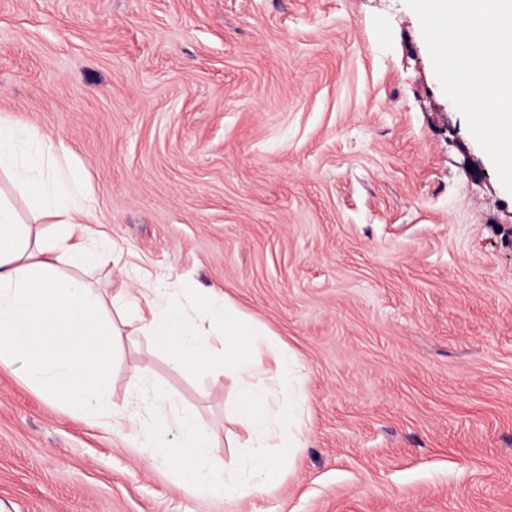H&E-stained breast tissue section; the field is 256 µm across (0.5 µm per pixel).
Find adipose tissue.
<instances>
[{
	"label": "adipose tissue",
	"mask_w": 512,
	"mask_h": 512,
	"mask_svg": "<svg viewBox=\"0 0 512 512\" xmlns=\"http://www.w3.org/2000/svg\"><path fill=\"white\" fill-rule=\"evenodd\" d=\"M66 153L65 146L27 127L0 121V170L15 184L36 188L26 223L0 199V364L25 360L44 396L117 425L126 415L114 407L93 364L110 337L135 320L159 344L176 350L179 365L211 351L212 366L231 370L237 383L235 414L249 429L252 469L237 484L216 481L219 464L203 455L215 434L182 413L172 419L181 436L179 479L187 485L207 483L231 499L263 491L277 473L265 454L270 443L288 449L302 445L303 407L277 392L296 376L295 354L282 348L274 366H267L263 329L246 323L216 288L187 308L174 302L165 284L143 281L119 305L117 318L104 316L91 285L68 273L72 267H96L101 257L87 247L95 233L93 198L79 175L61 164ZM37 224L53 225V234L34 233Z\"/></svg>",
	"instance_id": "obj_1"
}]
</instances>
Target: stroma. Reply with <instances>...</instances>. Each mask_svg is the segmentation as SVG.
<instances>
[{
	"label": "stroma",
	"mask_w": 512,
	"mask_h": 512,
	"mask_svg": "<svg viewBox=\"0 0 512 512\" xmlns=\"http://www.w3.org/2000/svg\"><path fill=\"white\" fill-rule=\"evenodd\" d=\"M64 143L113 260L217 287L297 356L304 445L266 491L182 485L180 435L140 447L0 366V512H512V193L443 93L405 0H0V118ZM251 460L231 375L146 332L106 363Z\"/></svg>",
	"instance_id": "35a3bbf8"
}]
</instances>
